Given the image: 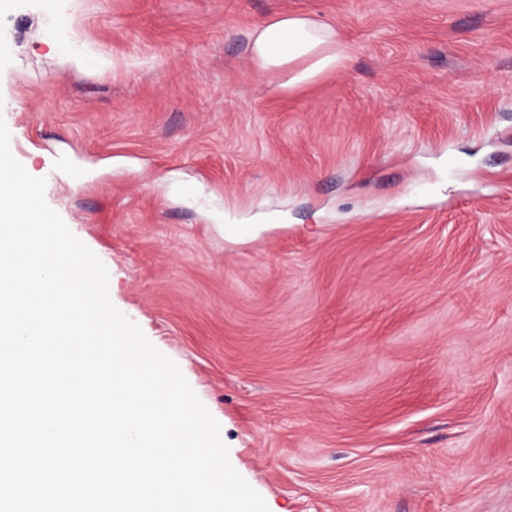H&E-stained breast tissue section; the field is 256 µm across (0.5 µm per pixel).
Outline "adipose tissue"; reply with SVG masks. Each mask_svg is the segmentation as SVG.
Listing matches in <instances>:
<instances>
[{
	"mask_svg": "<svg viewBox=\"0 0 512 512\" xmlns=\"http://www.w3.org/2000/svg\"><path fill=\"white\" fill-rule=\"evenodd\" d=\"M251 59L257 72L288 89L336 71L346 56L332 26L303 15L283 14L256 24Z\"/></svg>",
	"mask_w": 512,
	"mask_h": 512,
	"instance_id": "obj_1",
	"label": "adipose tissue"
}]
</instances>
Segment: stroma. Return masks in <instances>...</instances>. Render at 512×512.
Listing matches in <instances>:
<instances>
[{
    "instance_id": "stroma-1",
    "label": "stroma",
    "mask_w": 512,
    "mask_h": 512,
    "mask_svg": "<svg viewBox=\"0 0 512 512\" xmlns=\"http://www.w3.org/2000/svg\"><path fill=\"white\" fill-rule=\"evenodd\" d=\"M12 2L13 156L269 512H512V0ZM286 12L345 66L257 74Z\"/></svg>"
}]
</instances>
